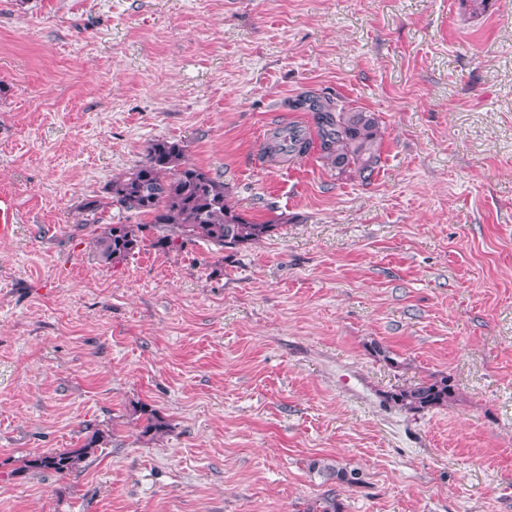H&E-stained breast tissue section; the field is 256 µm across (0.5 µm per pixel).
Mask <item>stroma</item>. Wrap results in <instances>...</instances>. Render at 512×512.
<instances>
[{
    "label": "stroma",
    "mask_w": 512,
    "mask_h": 512,
    "mask_svg": "<svg viewBox=\"0 0 512 512\" xmlns=\"http://www.w3.org/2000/svg\"><path fill=\"white\" fill-rule=\"evenodd\" d=\"M309 91L378 118L370 183L255 165ZM157 139L275 233L100 263L82 204ZM1 183L0 512H512V0H0ZM18 210L15 196L9 188L0 187V238H7L17 224ZM455 385L449 376L400 387L385 394V401L407 411L421 412L448 406L454 399ZM107 437L110 436H105L99 430L94 431L81 448L33 455L25 467L34 472L53 471L60 475L67 474L76 469L83 457L89 453V449L102 447L107 442Z\"/></svg>",
    "instance_id": "obj_1"
}]
</instances>
